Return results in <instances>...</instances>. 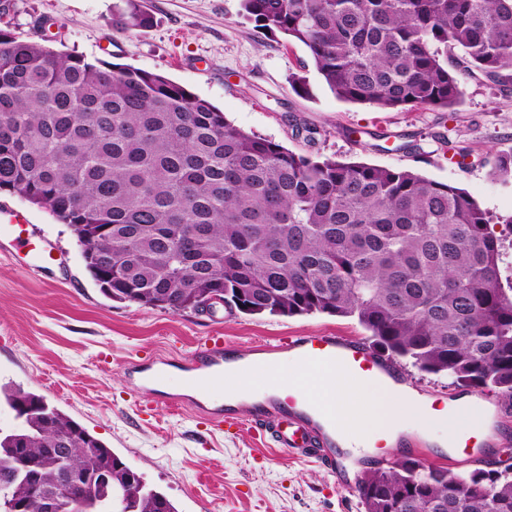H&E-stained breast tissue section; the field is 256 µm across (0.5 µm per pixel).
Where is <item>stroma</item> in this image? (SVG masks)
I'll return each mask as SVG.
<instances>
[{"mask_svg": "<svg viewBox=\"0 0 512 512\" xmlns=\"http://www.w3.org/2000/svg\"><path fill=\"white\" fill-rule=\"evenodd\" d=\"M0 27L53 50L159 73L223 111L233 125L281 144L341 162L404 167L464 189L496 216L507 235L512 178L490 175L512 154V81L464 79L451 110L387 109L340 100L316 70L308 49L267 36L245 16L242 0H141L149 27L124 32L113 24L124 0H7ZM52 19L44 27V19ZM305 125L315 144L297 137ZM19 215L34 241L54 257L51 270L31 272L24 252L0 245V385L34 392L72 416L132 470L164 492L178 512H363L355 486L377 467L360 460L337 482L311 458L263 445L250 432L207 423L198 411L169 407L157 393L136 392L129 361L143 368L170 362L182 372L205 337H223L244 355L289 337L320 332L360 342L356 319L323 313L296 316L169 311L104 295L85 268L67 225L47 209L0 193V211ZM399 378L425 402L445 407L470 400L490 413L498 461L512 448V403H486L485 388L455 386L445 375L399 362Z\"/></svg>", "mask_w": 512, "mask_h": 512, "instance_id": "stroma-1", "label": "stroma"}]
</instances>
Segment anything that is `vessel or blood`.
<instances>
[{
    "instance_id": "vessel-or-blood-1",
    "label": "vessel or blood",
    "mask_w": 512,
    "mask_h": 512,
    "mask_svg": "<svg viewBox=\"0 0 512 512\" xmlns=\"http://www.w3.org/2000/svg\"><path fill=\"white\" fill-rule=\"evenodd\" d=\"M1 237L11 239L16 248L27 251L33 271L46 269L52 258L51 253L38 247L30 239L25 225L13 222L6 213L0 211ZM285 351L289 358L315 368L342 365L359 381L392 378L396 375L390 362L381 359L364 345L341 336L316 334L299 337L291 340ZM227 359L228 353L221 339H205L184 375L189 379L208 378L234 384L235 375L224 371ZM169 403L175 408L194 406L209 422L256 432L260 440L269 442L272 447L284 449L293 455L316 459L328 466L333 474L341 472L336 457V433L327 413L307 402L295 391L271 396L257 406L217 405L208 408L198 399L181 394L171 397Z\"/></svg>"
}]
</instances>
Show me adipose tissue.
I'll return each instance as SVG.
<instances>
[{
  "label": "adipose tissue",
  "instance_id": "ef3b65f1",
  "mask_svg": "<svg viewBox=\"0 0 512 512\" xmlns=\"http://www.w3.org/2000/svg\"><path fill=\"white\" fill-rule=\"evenodd\" d=\"M235 367L237 383L233 393L228 394V401L250 404L272 394L285 393L291 386L301 389L306 399L334 414L337 433L345 435L350 445H364L366 438L376 432L386 433L394 440L405 432L427 434L437 427L446 430L448 435L462 422L485 434L492 426L491 419L485 416L476 418L467 414L459 421L449 419L447 412L428 409L414 402L406 385L391 386L380 381L367 383L366 388L371 394L370 410L358 420L352 413L356 385L341 370L308 369L299 364L291 366L259 355L247 356L237 361ZM260 371L267 375L262 386L255 382ZM447 435L439 439L440 447L448 446Z\"/></svg>",
  "mask_w": 512,
  "mask_h": 512
}]
</instances>
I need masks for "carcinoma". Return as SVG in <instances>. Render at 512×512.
Wrapping results in <instances>:
<instances>
[{
	"label": "carcinoma",
	"mask_w": 512,
	"mask_h": 512,
	"mask_svg": "<svg viewBox=\"0 0 512 512\" xmlns=\"http://www.w3.org/2000/svg\"><path fill=\"white\" fill-rule=\"evenodd\" d=\"M268 34L302 43L337 98L451 109L461 80L512 79V0H243ZM151 16L136 0L122 31ZM460 49L463 55L454 56ZM68 226L114 300L173 313L352 317L418 371L512 401V282L491 217L410 168L299 155L229 122L169 78L55 52L0 29V193ZM23 427L0 434V512L35 497L25 448L57 512H178L74 418L0 386ZM95 465L108 481L59 479ZM364 512H512V474L413 458L371 471Z\"/></svg>",
	"instance_id": "cac0c4a2"
}]
</instances>
